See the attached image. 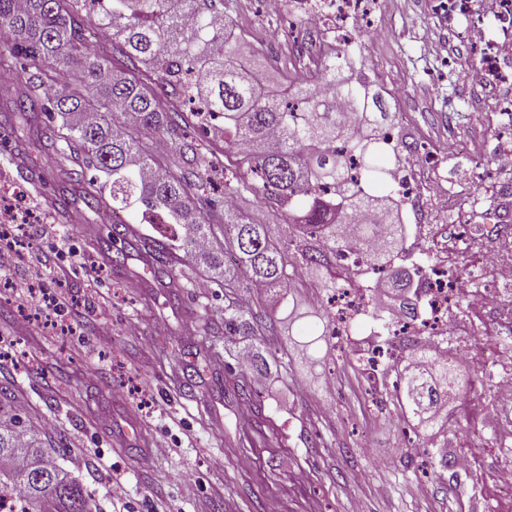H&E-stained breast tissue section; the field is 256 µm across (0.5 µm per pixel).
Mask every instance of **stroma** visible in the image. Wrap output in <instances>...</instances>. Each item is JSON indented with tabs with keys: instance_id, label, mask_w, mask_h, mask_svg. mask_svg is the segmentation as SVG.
I'll list each match as a JSON object with an SVG mask.
<instances>
[{
	"instance_id": "35a3bbf8",
	"label": "stroma",
	"mask_w": 512,
	"mask_h": 512,
	"mask_svg": "<svg viewBox=\"0 0 512 512\" xmlns=\"http://www.w3.org/2000/svg\"><path fill=\"white\" fill-rule=\"evenodd\" d=\"M288 0V16L265 12L262 0H224L234 37L264 41L279 32L276 60L288 73L304 72L305 55L334 57L341 46L323 30H302ZM383 42L356 40L357 65L374 69L384 89H396L394 123L426 163L435 142L454 137L471 154L440 160L444 186L479 196L470 182L472 154L494 138L491 123L474 124L491 100L473 91L462 72L474 55L464 44L442 51L447 29L428 0H387ZM0 83V123L12 119ZM4 134L20 144L29 167L20 169L0 149V191L20 189L31 215L18 240L32 263L0 271V384L11 388L44 444L64 439L53 460L77 478L99 512H512L499 492V469L512 463L501 431L469 401H449L447 425L418 431L406 424L393 397L370 398L357 357L378 341L379 329L361 320L343 338L318 337L306 347L302 323L315 321L328 294L304 271L286 283L285 299L265 337L224 338L223 270L172 258L177 288L164 287L146 264L143 239L162 225L136 223L137 237L117 243L112 218L95 215L83 200L60 213L52 197L68 188L75 167L49 145L57 123L12 119ZM46 174L48 185L33 181ZM127 258L116 266V250ZM96 260L97 278L81 262ZM27 281L68 302L58 312L18 299L12 284ZM250 351L268 364L252 380L253 402L233 394L225 350ZM472 453L475 468L434 470L440 446Z\"/></svg>"
}]
</instances>
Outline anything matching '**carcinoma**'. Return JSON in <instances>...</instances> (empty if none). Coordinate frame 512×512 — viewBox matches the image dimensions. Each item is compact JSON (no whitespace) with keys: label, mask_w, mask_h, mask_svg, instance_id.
Instances as JSON below:
<instances>
[{"label":"carcinoma","mask_w":512,"mask_h":512,"mask_svg":"<svg viewBox=\"0 0 512 512\" xmlns=\"http://www.w3.org/2000/svg\"><path fill=\"white\" fill-rule=\"evenodd\" d=\"M88 0H0V39L27 91L13 98L12 111L27 123L44 116L65 119L51 139L79 146L74 190L112 212V232L121 235L120 212L135 207L158 217L160 224H190L182 239L170 229L165 239L147 243L152 269L167 277V288L180 287L168 269L173 249L209 267L232 253L241 275L226 277L224 335L262 336L268 322L248 307L278 297L292 272L304 268L334 294L360 287L359 277L381 275L377 263L387 257L385 292L399 315L414 319L416 285L404 261L412 251L400 221L385 202L387 170L378 127L390 112L379 93L341 76L347 61H326L288 87L238 62L243 43L229 44L216 15L224 0H111L112 11L97 18L105 46L90 50L81 36L82 12ZM157 72L185 104L202 106L173 111L135 76L138 65ZM333 83L334 96L318 94L313 81ZM207 114L224 122V160L180 137L183 128L202 124ZM224 172V207L211 206L218 221L197 217L196 204L207 200L211 173ZM112 178L109 195L97 177ZM266 200L273 212L292 217L302 236L316 241L290 254L294 240L275 241L267 224H253L233 201L244 194ZM426 348L409 357L392 353L386 373L394 375L397 401L419 423L442 419L448 398L467 397L471 369L448 354ZM259 355L248 367L237 365L233 390L251 397L247 373L263 374ZM23 465L0 471V489L18 492L25 512H94V501L82 483L57 464H48L44 448L24 413L17 409L0 421V463Z\"/></svg>","instance_id":"carcinoma-1"}]
</instances>
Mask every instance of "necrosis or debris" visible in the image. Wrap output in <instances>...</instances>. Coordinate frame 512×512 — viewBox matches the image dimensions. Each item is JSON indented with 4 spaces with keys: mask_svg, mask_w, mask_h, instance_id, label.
<instances>
[{
    "mask_svg": "<svg viewBox=\"0 0 512 512\" xmlns=\"http://www.w3.org/2000/svg\"><path fill=\"white\" fill-rule=\"evenodd\" d=\"M433 6L441 22L473 48L471 74L500 90L489 117L511 136L497 139L490 155L512 163V0H433ZM302 11L306 26L332 21L340 37L363 22L369 25L370 38L380 39L388 32L380 20V0H302ZM388 183L434 257L427 300L421 316L411 323L410 334L450 337L457 357L485 365L486 358L473 341L472 319L493 320L496 336L512 339V228H504L502 210L482 209L474 198L460 196L457 210L477 212L493 245L487 248L481 240L459 234L450 241L453 252H445L448 241L438 225L424 221L438 193L429 172L397 168Z\"/></svg>",
    "mask_w": 512,
    "mask_h": 512,
    "instance_id": "necrosis-or-debris-1",
    "label": "necrosis or debris"
}]
</instances>
